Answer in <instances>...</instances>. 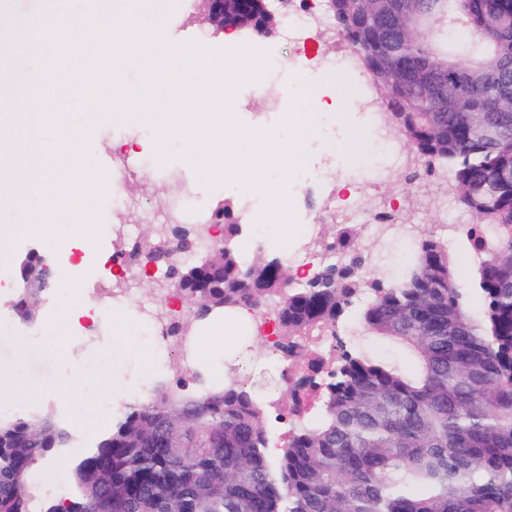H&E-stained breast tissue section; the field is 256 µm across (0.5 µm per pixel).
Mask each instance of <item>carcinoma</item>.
Segmentation results:
<instances>
[{
	"label": "carcinoma",
	"mask_w": 512,
	"mask_h": 512,
	"mask_svg": "<svg viewBox=\"0 0 512 512\" xmlns=\"http://www.w3.org/2000/svg\"><path fill=\"white\" fill-rule=\"evenodd\" d=\"M326 14L384 93L390 130L428 176L452 170L475 218L461 236L482 317L435 235L385 282L355 254L358 225L338 224L337 259L300 284L282 258L227 247L240 231L227 205L208 224H166L148 256L193 305L188 319L273 303L276 348L308 362L274 407L282 453L268 455L267 410L249 388L217 386L181 357L176 381L126 404L59 496L36 498L32 474L74 435L50 409L0 416V512H512V0H327ZM203 239L204 260L183 265ZM42 292L20 289L14 315L32 320ZM351 316L413 368L342 341Z\"/></svg>",
	"instance_id": "1"
}]
</instances>
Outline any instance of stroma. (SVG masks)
<instances>
[{"instance_id":"1","label":"stroma","mask_w":512,"mask_h":512,"mask_svg":"<svg viewBox=\"0 0 512 512\" xmlns=\"http://www.w3.org/2000/svg\"><path fill=\"white\" fill-rule=\"evenodd\" d=\"M172 30L179 42L196 41L209 48H224L223 29L212 24L208 18L204 0H178L171 20ZM242 43L270 51L272 58L285 61L286 67L270 75L263 89L244 85L240 89L238 119L247 126L271 128L287 113L291 97L289 87L295 86L297 67L293 49L282 39L279 32L269 34L242 29L238 32ZM312 97L323 100L335 99L336 118H327L325 112H317L318 130L309 142L311 153L307 169L288 184V193L293 199V208L298 223H313L321 217L315 232L301 240L279 245L275 238H268L266 253L287 261L303 255L305 250L320 249L324 238L333 232L338 223L336 214V183L347 178L350 187L360 193V207L367 215L390 212L392 223L402 230L381 240L372 239L369 229H362L360 252L366 267L374 278L395 279L410 267L414 243L420 236L448 225V247L454 256L461 276H469L477 259L459 243L456 227L471 223L472 217L459 203L451 175L440 174L435 181L413 183L409 177L419 169L420 163L406 147H398L400 163L390 166L387 157L377 152H367L356 159L321 152L322 142H346L348 136L363 124L364 104L368 99L380 98L364 69L337 77L336 81L315 88ZM150 130L124 127L109 121L95 125L91 136V152L99 158L104 168H111L112 156L118 143L150 137ZM135 171L122 185L118 195L107 196L103 204V224L99 246L84 248L83 270L92 274L85 280L82 292L98 306L99 323L86 331L77 340L68 360H60L46 346H30L24 341L27 332H43L47 320L53 319L58 309L69 302V291L54 288L43 293L33 321H16L14 329L0 333V368L18 367L25 382L23 393H15L0 385V402L23 403L39 410L50 408L60 417L77 440L56 463L71 467L79 457L86 441L95 439L111 425L110 420L100 419L96 412L98 399L112 389L111 380L96 376L95 371L104 357L112 352V303L124 285L114 280L105 258L115 253L130 252L139 242L145 229L159 224H174L178 218L171 211L173 201L182 196L185 189H192V205L199 223H207L212 209L220 204H229L241 216L242 230L231 245L244 258H252L257 248L252 227L256 214L248 208L243 189L235 184L207 188L200 182L183 161L175 160L168 166L159 167L150 155H134ZM382 170L386 178L382 186H374V171ZM11 254V273H18L21 261L31 253L42 256L53 271L68 265L70 255L65 248L54 249L36 236L27 235L16 242L5 245ZM81 366L91 371L93 377L87 386L74 394H63L53 399L44 398L45 390L60 385L70 368ZM284 365L272 353L256 354L246 347H239L231 361L224 364V377L242 378L255 396L265 404L281 402L285 395L282 380Z\"/></svg>"}]
</instances>
